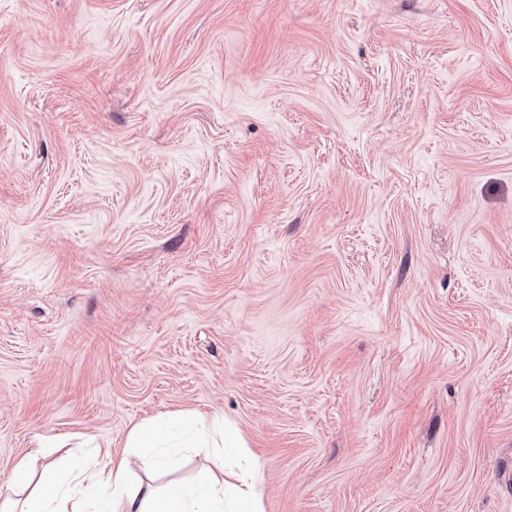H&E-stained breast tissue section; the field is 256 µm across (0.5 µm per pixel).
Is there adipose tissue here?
Instances as JSON below:
<instances>
[{
    "label": "adipose tissue",
    "instance_id": "ef3b65f1",
    "mask_svg": "<svg viewBox=\"0 0 512 512\" xmlns=\"http://www.w3.org/2000/svg\"><path fill=\"white\" fill-rule=\"evenodd\" d=\"M194 449L204 459L195 485L171 484L158 490L134 482V469L173 465L167 448ZM240 430L221 416L187 412L175 424L148 419L127 433L122 453L104 447L94 458L73 461L66 470L45 472L32 485L30 456L16 458L11 469V497L0 501V512H97L95 493L112 491V512H263L258 493L261 469L257 462L225 468L217 457L221 448H246Z\"/></svg>",
    "mask_w": 512,
    "mask_h": 512
}]
</instances>
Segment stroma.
Returning a JSON list of instances; mask_svg holds the SVG:
<instances>
[{
    "label": "stroma",
    "mask_w": 512,
    "mask_h": 512,
    "mask_svg": "<svg viewBox=\"0 0 512 512\" xmlns=\"http://www.w3.org/2000/svg\"><path fill=\"white\" fill-rule=\"evenodd\" d=\"M187 410L512 512V0H0V487ZM33 454H26L16 458L11 469V480L8 490H12L15 497L24 492L31 484L30 461Z\"/></svg>",
    "instance_id": "obj_1"
}]
</instances>
